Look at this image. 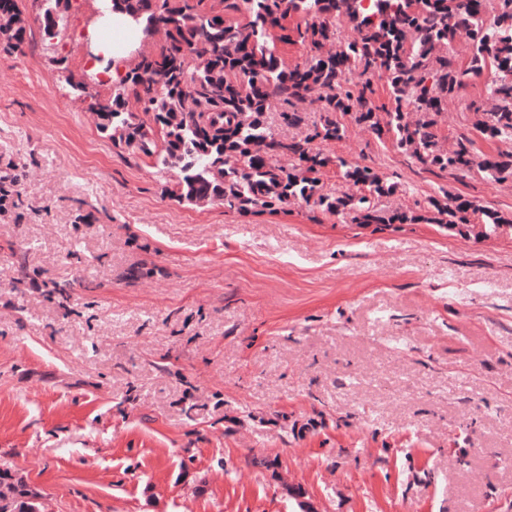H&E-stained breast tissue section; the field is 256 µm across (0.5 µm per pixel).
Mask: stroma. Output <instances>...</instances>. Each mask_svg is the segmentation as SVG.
<instances>
[{"label":"stroma","instance_id":"stroma-1","mask_svg":"<svg viewBox=\"0 0 512 512\" xmlns=\"http://www.w3.org/2000/svg\"><path fill=\"white\" fill-rule=\"evenodd\" d=\"M62 47L0 51V483L45 512H512V234L363 226L305 203L243 214L168 198L153 161L51 77ZM472 76L439 135L472 131ZM326 153L503 214L512 194L411 163L351 116ZM464 455L466 464L454 463Z\"/></svg>","mask_w":512,"mask_h":512}]
</instances>
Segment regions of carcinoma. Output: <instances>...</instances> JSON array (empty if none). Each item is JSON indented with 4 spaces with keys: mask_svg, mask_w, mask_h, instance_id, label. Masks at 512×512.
<instances>
[{
    "mask_svg": "<svg viewBox=\"0 0 512 512\" xmlns=\"http://www.w3.org/2000/svg\"><path fill=\"white\" fill-rule=\"evenodd\" d=\"M38 27L50 46L64 39L60 12L71 0H40ZM111 9L142 14L147 26L161 21L159 50L112 85L103 111L98 96L86 111L113 143L154 160L171 175L168 196L180 204L215 202L230 210L286 209L295 201L327 214H355L360 224H438L464 238L486 239L512 228V217L445 191L431 200L427 218L400 209L381 210L375 200L397 184L369 166L333 159L320 145L343 139L339 113L376 138H389L427 170L465 176L477 169L497 183L512 182V0L490 12L486 0H111ZM17 0H0V45L24 54L31 25H13ZM300 18L295 27L283 21ZM353 38L342 37L336 18ZM307 50L303 64L285 65L274 40ZM490 71L486 96L469 104L473 130L506 149L481 154L471 138L445 143L437 127L448 101L458 97L468 74ZM358 76L353 82L349 75ZM385 79L395 106H377L373 77ZM318 101V119L302 134L283 137L267 122L297 128L296 106ZM408 103L415 118L401 111ZM286 158L289 166L279 164ZM340 169L358 187L354 194L324 190L323 171ZM480 215L476 223L471 217ZM0 512H42L38 495L21 485L0 490Z\"/></svg>",
    "mask_w": 512,
    "mask_h": 512,
    "instance_id": "carcinoma-1",
    "label": "carcinoma"
}]
</instances>
